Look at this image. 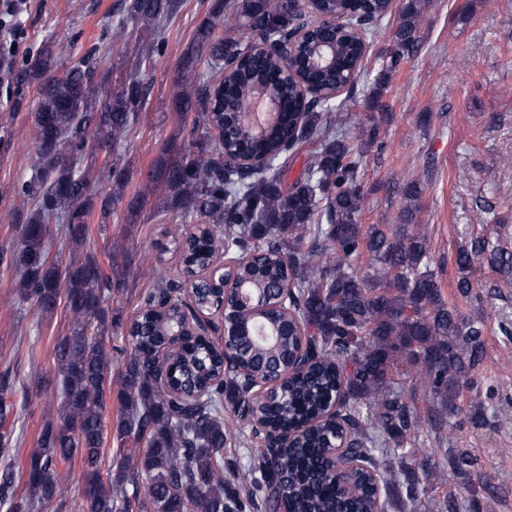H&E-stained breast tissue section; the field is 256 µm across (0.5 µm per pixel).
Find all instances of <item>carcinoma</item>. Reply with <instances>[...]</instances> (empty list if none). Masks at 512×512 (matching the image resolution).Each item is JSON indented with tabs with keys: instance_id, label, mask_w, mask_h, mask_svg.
Listing matches in <instances>:
<instances>
[{
	"instance_id": "carcinoma-1",
	"label": "carcinoma",
	"mask_w": 512,
	"mask_h": 512,
	"mask_svg": "<svg viewBox=\"0 0 512 512\" xmlns=\"http://www.w3.org/2000/svg\"><path fill=\"white\" fill-rule=\"evenodd\" d=\"M428 0H410L385 51L395 69L417 52V33ZM182 0H125L126 19L151 40L138 37L147 54L163 48L160 24L176 15ZM391 0H312L313 13L336 20L318 26L298 43L296 55L311 57L326 39L336 43L334 68L292 77L280 60L254 49V40L297 21L295 0H227L219 3L187 51V69L203 67L198 81L181 85L174 97L177 112H196L190 141L180 151L160 157L146 172L140 189L127 194L128 172L115 158L108 165L111 190L100 199L102 216L111 207L135 215L147 198L163 191L158 213L177 212L184 222L199 220L207 229L171 236L161 246L177 257L183 274L206 268L216 251L257 252L260 260L238 269L262 302V310L228 306L226 324L234 328L236 368L224 370V352L202 337L185 336L175 351L172 333L187 316L211 314L224 295L198 286L193 302L177 293L184 280L164 277L144 294L128 322L112 317L106 296L125 287L122 260L113 251L108 266L87 254L59 267L51 259L49 225H65L74 248L88 235L91 181L83 162L88 154L109 155L145 109L149 86L139 74L112 85L111 72L95 62L96 48L76 62L57 61L49 44L28 63L26 76L38 84L32 112L34 179L20 192L36 198L24 220L19 243L6 253L20 277V295L42 315L65 303L68 332L54 347L59 403L45 417L36 448L27 460L23 494L7 463L11 433L2 431L14 412L0 386V504L9 512H38L65 503L68 475L60 466L78 460L84 485L82 512H386L390 497L381 496L373 479L377 454L399 450L423 425L405 395L393 387L399 373L414 376L424 391L452 418L466 402V422L481 429L495 423L492 389L477 379L485 358L484 317L464 318L456 303L441 293L428 238L419 228L400 224L393 231L362 224L365 196L359 180L360 156L347 133L336 129L325 97L356 78L363 38L347 23L357 16L381 22ZM236 17L228 33L215 28L224 9ZM262 86L283 107L284 120L262 137H252L236 123L253 90ZM312 146L301 175L283 186L288 158ZM270 159L243 170L224 155ZM485 265L502 278L512 277V249L475 237L456 252V294L478 302L473 268ZM288 284L292 313L273 308ZM263 323L275 338L262 341L254 325ZM121 335L124 367L112 376V336ZM311 349L310 368L288 380L282 398L272 402L265 421L282 429L323 414L329 397L340 391L339 422H326L304 433L290 447L269 456L257 444L253 462L241 468L224 460L229 436L258 437L246 415L249 394L236 369L266 378L284 369L300 342ZM117 399L119 449L115 474L103 477L101 449L106 400ZM373 411L374 423L360 418L361 405ZM232 411L234 421H224ZM365 468L356 473L358 493L341 495L325 476L321 448L341 435ZM448 466L469 474L480 460L468 448L448 444ZM231 472L237 484L224 480ZM491 512L492 501L471 496L444 502V512Z\"/></svg>"
}]
</instances>
